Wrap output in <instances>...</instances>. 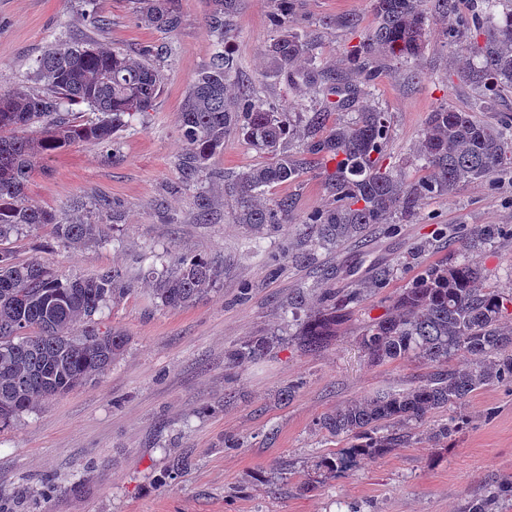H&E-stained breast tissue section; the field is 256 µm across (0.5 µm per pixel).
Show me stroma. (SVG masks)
<instances>
[{
    "label": "stroma",
    "mask_w": 512,
    "mask_h": 512,
    "mask_svg": "<svg viewBox=\"0 0 512 512\" xmlns=\"http://www.w3.org/2000/svg\"><path fill=\"white\" fill-rule=\"evenodd\" d=\"M182 24L163 34L138 19L133 0H97L104 23L90 25L84 0H0V88L41 89L38 62L54 42L104 44L140 58L155 51L163 74L153 107L130 117L113 153L84 143L44 162L26 194L60 221L107 225L105 239L70 245L52 225L23 230L7 242L17 260H37L56 274L86 278L121 272L131 290L99 315L129 338L122 358L98 379L38 403L0 431V512H467L471 502L512 482V383L483 387L462 411L461 429L437 443L442 411L417 425L404 447L381 458L357 457L333 475L319 464L343 455L348 442L321 432L336 407L379 392H402L429 373L403 358L382 365L364 356L359 333L425 267L460 259L477 225L499 237L470 252L489 288L512 292V183L486 179L448 197L421 201L408 221L376 225L365 241L340 248L303 245L309 214L330 205L313 156L294 148L303 173L276 184L267 203L288 200L290 223L254 237L236 222L217 172L267 163V155L232 138L207 172L184 181L179 113L197 75L220 46L207 29L211 0H181ZM270 0H245L228 49L241 79L269 101L310 105L312 92L269 77L262 57L275 36ZM298 29L316 36L323 65L344 71L346 52L376 25L371 0H301ZM353 17L356 27H327ZM431 41L416 68L381 69L364 104L387 112L388 163L404 162L407 180L422 177L406 158L439 104L480 121L512 125V93L479 108L471 89L449 82L459 56L446 21L430 19ZM208 196L201 213L200 196ZM200 256L221 270L213 289L180 309L161 306L150 269L161 255ZM390 264L385 287L367 296L325 347L294 338L284 309L304 293L301 314L314 312L325 289L344 287L336 268L365 277ZM257 336H275L268 354L237 371L224 354ZM297 390L290 399L281 393ZM239 440L236 448L225 438ZM316 488L301 491L305 480Z\"/></svg>",
    "instance_id": "obj_1"
}]
</instances>
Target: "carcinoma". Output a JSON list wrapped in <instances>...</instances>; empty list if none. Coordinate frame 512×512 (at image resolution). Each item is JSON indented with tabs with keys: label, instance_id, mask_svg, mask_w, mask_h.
Wrapping results in <instances>:
<instances>
[{
	"label": "carcinoma",
	"instance_id": "carcinoma-1",
	"mask_svg": "<svg viewBox=\"0 0 512 512\" xmlns=\"http://www.w3.org/2000/svg\"><path fill=\"white\" fill-rule=\"evenodd\" d=\"M243 0H211L208 26L221 40L234 33ZM271 21L277 36L264 49L268 73L291 86L323 85L337 96L332 105L356 113L351 121L325 126V113L310 115L277 107L239 81L237 61L219 52L193 82L180 112L186 148L179 160L183 178L193 180L231 136L266 154L271 162L224 176V194L234 198L236 220L261 234L288 223L289 204L261 202L264 188L296 179L293 155L299 141L323 169L331 205L305 224L320 245L362 240L371 227L394 217L414 216L420 200L444 197L487 178L512 183V127L476 120L447 104L430 112L411 149L427 176L410 182L383 164L391 135L386 113L359 107L382 61L410 63L428 45L429 18H446L456 0H373L377 25L351 47L350 68L364 74V86L316 65L317 46L298 31L299 0H274ZM502 0H481L478 11L460 20L464 40L453 76L480 96L512 92V8ZM139 19L171 33L182 23L180 0H136ZM41 91L0 89V242L23 227H54L60 240L86 244L105 235L107 225L60 224L55 214L33 203L25 189L46 159L75 143L107 148L126 125L125 117L153 106L163 82L160 71L106 46L59 44L41 58ZM86 104L97 117L78 121L62 115L63 104ZM391 269L379 265L355 287L333 292L315 313L298 323V340L317 349L347 321L350 306L381 288ZM221 271L197 257H177L155 278L162 306L178 309L207 294ZM128 286L112 270L89 278L61 279L37 260L20 262L0 248V428L41 399L62 396L102 375L123 356L128 337L95 315L116 302ZM512 306L505 294L483 284L481 268L463 258L422 271L394 298L389 311L369 320L359 335L375 365L412 355L433 368L426 380L399 393H380L336 408L319 429L352 440L345 455L326 461L336 471L358 456L383 457L408 441L409 430L437 411L457 408L476 390L512 382ZM257 336L230 351L226 364L240 368L273 347ZM464 354V367L450 365ZM512 496V483L473 503L468 512H493L495 500Z\"/></svg>",
	"mask_w": 512,
	"mask_h": 512
}]
</instances>
